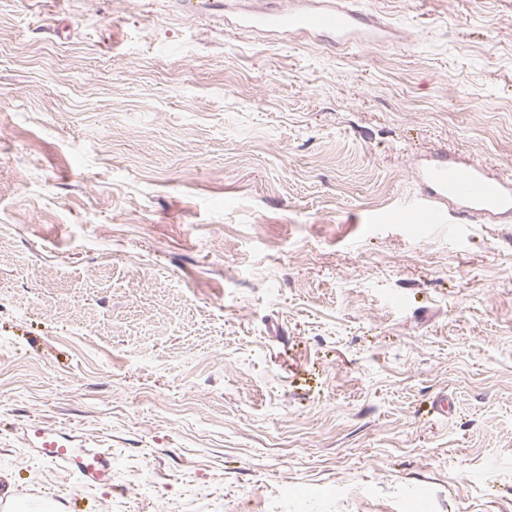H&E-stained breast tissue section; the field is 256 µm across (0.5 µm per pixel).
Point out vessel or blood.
<instances>
[{
  "label": "vessel or blood",
  "instance_id": "b4317fda",
  "mask_svg": "<svg viewBox=\"0 0 512 512\" xmlns=\"http://www.w3.org/2000/svg\"><path fill=\"white\" fill-rule=\"evenodd\" d=\"M357 0H266L258 10H238L225 0L224 23L288 40L325 42L336 49L386 41L392 30L376 15L358 9ZM423 201L410 212L419 224L446 223L449 208L484 224L512 219V170L469 161L440 160L419 169Z\"/></svg>",
  "mask_w": 512,
  "mask_h": 512
}]
</instances>
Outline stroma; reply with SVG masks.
<instances>
[{"instance_id": "obj_1", "label": "stroma", "mask_w": 512, "mask_h": 512, "mask_svg": "<svg viewBox=\"0 0 512 512\" xmlns=\"http://www.w3.org/2000/svg\"><path fill=\"white\" fill-rule=\"evenodd\" d=\"M361 2L0 0V512H512V222L405 220L512 167V0ZM224 2V23L289 41L325 42L337 50L386 41L393 29L375 14L356 8L357 0H268L259 10H238ZM416 181L428 197L407 213L417 224H445L447 202L455 212L482 224L512 220L511 167L491 169L470 161L443 159L420 168Z\"/></svg>"}]
</instances>
